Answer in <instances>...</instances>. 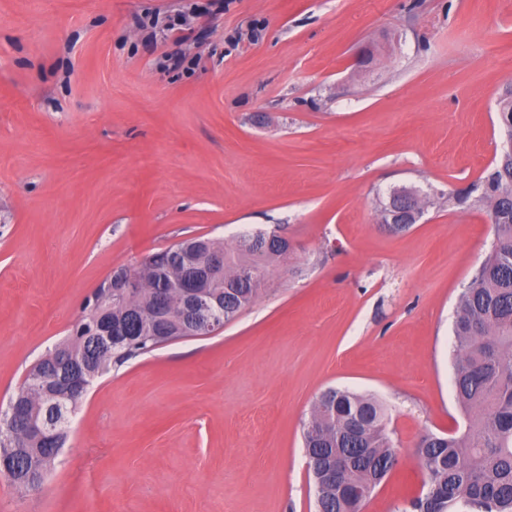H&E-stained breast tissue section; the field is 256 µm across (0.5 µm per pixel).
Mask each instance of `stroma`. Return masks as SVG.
I'll use <instances>...</instances> for the list:
<instances>
[{
	"label": "stroma",
	"mask_w": 512,
	"mask_h": 512,
	"mask_svg": "<svg viewBox=\"0 0 512 512\" xmlns=\"http://www.w3.org/2000/svg\"><path fill=\"white\" fill-rule=\"evenodd\" d=\"M0 0V410L113 271L183 239L288 238L210 336L98 377L39 490L0 512H316L303 425L377 399L412 512L421 436L461 433L458 296L494 227L512 0ZM185 12L183 30L137 17ZM428 200L403 232L392 188Z\"/></svg>",
	"instance_id": "1"
}]
</instances>
